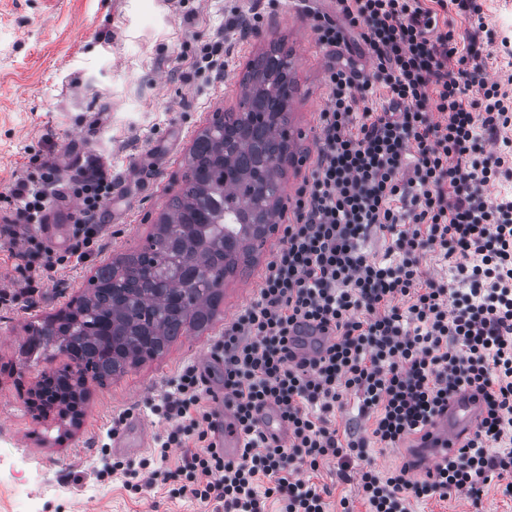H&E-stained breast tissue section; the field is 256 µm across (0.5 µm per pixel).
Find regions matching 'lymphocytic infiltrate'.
Masks as SVG:
<instances>
[{
	"mask_svg": "<svg viewBox=\"0 0 512 512\" xmlns=\"http://www.w3.org/2000/svg\"><path fill=\"white\" fill-rule=\"evenodd\" d=\"M336 0L338 19L321 15L315 31L328 51L357 32L371 76L340 62L326 70L329 103L318 120L310 182L296 194L282 246L267 262L256 296L234 318L211 354L222 365L224 401L242 439L228 460L212 437L209 380L183 366L147 407L169 428L139 463L113 460L105 477L175 479L177 494L222 503L224 512H326L327 486L303 479L324 460L357 473L367 512H409L411 499L464 495L478 504L492 478L512 477V198L490 187L512 176V96L487 77L481 0ZM452 9L468 17L457 31L440 24ZM53 175L17 182L11 193L27 223L38 224ZM116 189L99 164L65 186L80 200L75 243L46 251L23 285L0 289V305L30 307L44 278L99 248L100 214ZM388 235L382 258L370 257L371 230ZM452 260L449 281L428 276L421 260ZM331 332L317 357L296 358L298 325ZM485 400L479 431L428 477L407 467L380 474L370 443L396 448L432 422L458 391ZM370 419L338 433L331 416L344 393ZM276 406L288 428L271 440L256 412ZM182 451L175 471L164 462Z\"/></svg>",
	"mask_w": 512,
	"mask_h": 512,
	"instance_id": "1",
	"label": "lymphocytic infiltrate"
}]
</instances>
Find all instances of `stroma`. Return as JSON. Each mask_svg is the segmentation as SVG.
Segmentation results:
<instances>
[{
  "mask_svg": "<svg viewBox=\"0 0 512 512\" xmlns=\"http://www.w3.org/2000/svg\"><path fill=\"white\" fill-rule=\"evenodd\" d=\"M335 15L333 0H0V215L15 216L8 198L18 181L39 180L56 169L60 181L96 162L119 182L118 218L106 224L92 260L58 268L35 303L21 311L0 307V512H17L25 494L30 512H215L214 505L173 495V482H155L132 495L123 476L102 481L115 449L107 445L112 419L124 410L143 417L152 434L166 422L147 400L167 389L186 364L204 365L211 347L254 296L267 262L281 246L271 232L255 262L224 282V299L208 330L180 336L162 356L116 376L107 386L89 384L78 422L58 408L39 414L31 401L45 375L68 363L26 359L28 328L65 309L83 294L102 262L141 248L181 181L196 136L216 116L236 112L247 64L271 45L290 51L294 93L292 144L282 191L295 196L310 179L318 117L329 101L330 61L311 26V12ZM262 21L247 36L226 19ZM222 42L227 69L195 73L201 47ZM43 243L38 227L0 232V289L18 287L26 263L13 238ZM311 479L327 486L328 512L341 499L357 500L355 482L343 480L336 460L324 461ZM506 483L493 481L478 506L458 497L411 499V512H512Z\"/></svg>",
  "mask_w": 512,
  "mask_h": 512,
  "instance_id": "1",
  "label": "stroma"
}]
</instances>
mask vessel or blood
I'll list each match as a JSON object with an SVG mask.
<instances>
[{"label": "vessel or blood", "mask_w": 512, "mask_h": 512, "mask_svg": "<svg viewBox=\"0 0 512 512\" xmlns=\"http://www.w3.org/2000/svg\"><path fill=\"white\" fill-rule=\"evenodd\" d=\"M484 412L481 395L464 391L454 395L446 411L435 417L432 424L422 432L412 435L406 459L411 474L425 476L437 462L455 453L465 444L478 428ZM260 424L267 437L285 439L287 427L279 418L275 407H265L260 413ZM149 431L146 423L139 418L131 419L127 427L112 439L113 447L133 453L148 444ZM215 441L223 447L225 457H235L241 442L234 427L231 408L221 409Z\"/></svg>", "instance_id": "1"}]
</instances>
